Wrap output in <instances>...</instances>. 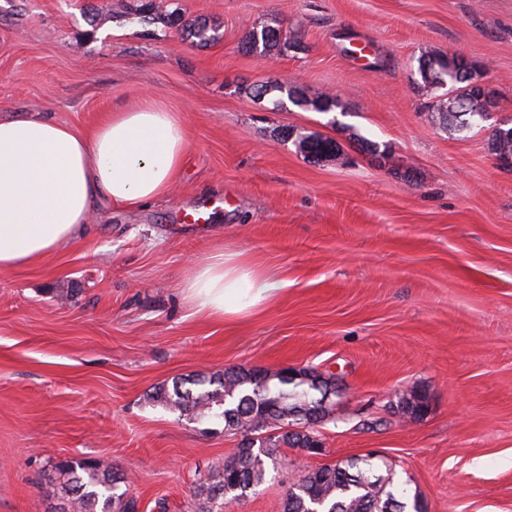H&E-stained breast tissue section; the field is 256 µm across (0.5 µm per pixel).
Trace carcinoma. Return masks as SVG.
I'll list each match as a JSON object with an SVG mask.
<instances>
[{"label": "carcinoma", "mask_w": 512, "mask_h": 512, "mask_svg": "<svg viewBox=\"0 0 512 512\" xmlns=\"http://www.w3.org/2000/svg\"><path fill=\"white\" fill-rule=\"evenodd\" d=\"M136 12L142 21L161 20L179 28L197 46L221 38L219 28L208 19L187 21L179 9L163 11L155 0H141ZM286 46L292 48L297 43L288 40L281 28L270 25L251 26L242 42L245 51L258 55ZM470 65L456 52H426L418 59L424 86L448 87L447 95L433 104V112L445 128L463 131L481 124L479 92L467 80ZM275 92L280 93L276 110L287 101L318 112L340 108L335 96L307 98L276 79L254 85L251 95L258 98ZM464 102L468 103L467 112L460 111ZM299 148L315 163L337 156L336 145L317 135L302 139ZM491 150L496 155H512V126L495 131ZM329 394L336 395V381L330 376L322 378L315 370L308 369L303 378L289 380L280 371L228 368L209 377L175 378L170 386L154 388L150 398L181 417L221 419L224 430L240 436L237 448L224 461L210 466L195 486L199 512H224L263 485L270 471L288 464L283 449L293 448L309 456L304 443L317 437L314 426L329 417ZM399 404L403 414L413 417L427 408L419 394L403 396ZM292 466L296 477L286 492L283 512H427L421 495L408 499L405 490L394 485L388 465L381 474L372 460L362 457L315 468L302 462ZM123 484H129L127 474L111 461L75 459L51 465L42 490L46 497L61 500L53 512H139L137 498L121 489Z\"/></svg>", "instance_id": "cac0c4a2"}]
</instances>
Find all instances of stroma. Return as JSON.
<instances>
[{
  "mask_svg": "<svg viewBox=\"0 0 512 512\" xmlns=\"http://www.w3.org/2000/svg\"><path fill=\"white\" fill-rule=\"evenodd\" d=\"M156 2L219 24L221 41L142 24L138 0H0V117L87 133L149 95L188 133L166 197L99 200L75 240L0 270V512H52L41 485L72 457L111 459L140 512H195L199 473L238 437L149 393L289 365L338 377L307 466L372 452L428 512H512V169L489 147L493 123L512 121V0ZM254 24L298 48L245 53ZM431 50L489 64L492 122L457 132L433 117L417 73ZM270 78L346 112L271 111L249 93ZM311 134L340 159L309 161ZM220 252L277 270L284 289L240 321L199 311L185 282ZM412 390L429 404L413 422L397 411ZM294 478L283 466L231 512H282Z\"/></svg>",
  "mask_w": 512,
  "mask_h": 512,
  "instance_id": "stroma-1",
  "label": "stroma"
}]
</instances>
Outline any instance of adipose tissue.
Masks as SVG:
<instances>
[{
  "mask_svg": "<svg viewBox=\"0 0 512 512\" xmlns=\"http://www.w3.org/2000/svg\"><path fill=\"white\" fill-rule=\"evenodd\" d=\"M184 124L153 99L106 113L91 134L32 114L0 117V270L26 266L77 237L98 199L164 197L184 163ZM285 282L242 253L197 266L185 287L200 311L241 319Z\"/></svg>",
  "mask_w": 512,
  "mask_h": 512,
  "instance_id": "obj_1",
  "label": "adipose tissue"
}]
</instances>
